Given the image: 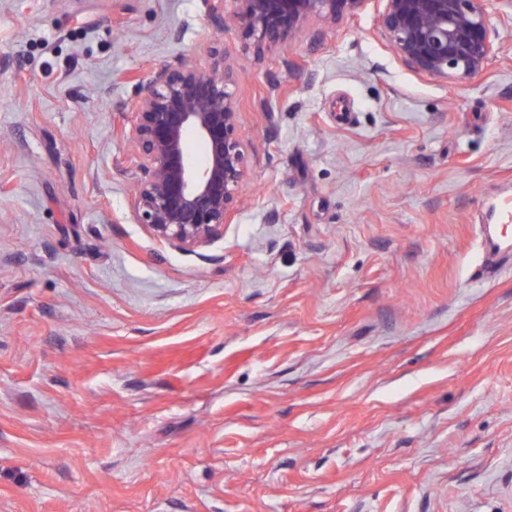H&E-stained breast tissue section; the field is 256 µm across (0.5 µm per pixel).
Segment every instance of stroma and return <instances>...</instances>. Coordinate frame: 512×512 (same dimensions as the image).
<instances>
[{"label":"stroma","mask_w":512,"mask_h":512,"mask_svg":"<svg viewBox=\"0 0 512 512\" xmlns=\"http://www.w3.org/2000/svg\"><path fill=\"white\" fill-rule=\"evenodd\" d=\"M383 10L260 51L207 0H0V512H512V21L454 88ZM215 36L248 183L190 253L123 133Z\"/></svg>","instance_id":"35a3bbf8"}]
</instances>
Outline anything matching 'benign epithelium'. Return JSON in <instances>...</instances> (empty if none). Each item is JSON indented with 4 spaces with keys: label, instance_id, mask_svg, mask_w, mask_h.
Returning a JSON list of instances; mask_svg holds the SVG:
<instances>
[{
    "label": "benign epithelium",
    "instance_id": "obj_1",
    "mask_svg": "<svg viewBox=\"0 0 512 512\" xmlns=\"http://www.w3.org/2000/svg\"><path fill=\"white\" fill-rule=\"evenodd\" d=\"M230 14L213 8L218 29L233 23L259 50L293 41L312 17L334 22L365 0H231ZM381 27L394 51L420 73L463 84L495 56L489 31L497 10L512 0H384ZM210 62L184 54L137 83L128 134L137 165L132 206L157 238L194 252L224 237L247 180L246 145L239 133L233 87L224 53L207 48ZM194 137L203 147L195 160Z\"/></svg>",
    "mask_w": 512,
    "mask_h": 512
}]
</instances>
